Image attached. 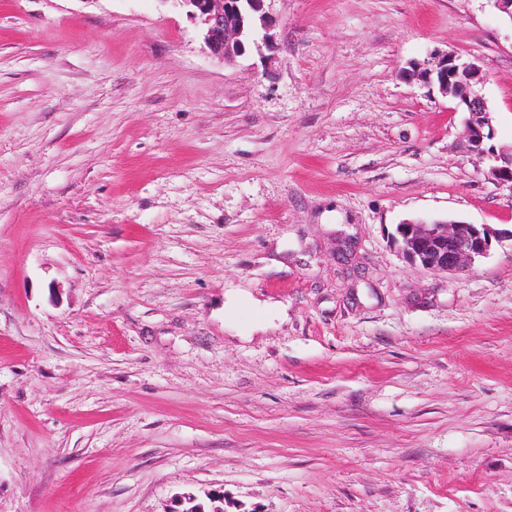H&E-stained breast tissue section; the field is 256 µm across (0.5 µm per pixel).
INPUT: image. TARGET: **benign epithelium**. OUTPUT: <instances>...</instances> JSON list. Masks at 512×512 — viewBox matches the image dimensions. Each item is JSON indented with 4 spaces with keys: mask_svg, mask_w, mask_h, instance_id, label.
I'll return each mask as SVG.
<instances>
[{
    "mask_svg": "<svg viewBox=\"0 0 512 512\" xmlns=\"http://www.w3.org/2000/svg\"><path fill=\"white\" fill-rule=\"evenodd\" d=\"M198 25L209 53L231 62L251 48L274 40L277 20L266 10V0H175ZM263 31L257 41L256 28ZM413 75L455 103L454 110L467 114L462 138L467 151L489 161L487 179L512 190V148H497L493 116L482 93L484 76L479 67L454 54H440L430 68ZM501 230L489 224L461 221H409L396 226L393 242L410 263L432 271L458 272L488 254Z\"/></svg>",
    "mask_w": 512,
    "mask_h": 512,
    "instance_id": "1",
    "label": "benign epithelium"
}]
</instances>
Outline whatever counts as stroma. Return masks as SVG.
Listing matches in <instances>:
<instances>
[{
	"mask_svg": "<svg viewBox=\"0 0 512 512\" xmlns=\"http://www.w3.org/2000/svg\"><path fill=\"white\" fill-rule=\"evenodd\" d=\"M273 14L226 63L165 0H0V512H512V189L408 76L475 62L510 147L512 26ZM418 218L506 236L432 273Z\"/></svg>",
	"mask_w": 512,
	"mask_h": 512,
	"instance_id": "stroma-1",
	"label": "stroma"
}]
</instances>
